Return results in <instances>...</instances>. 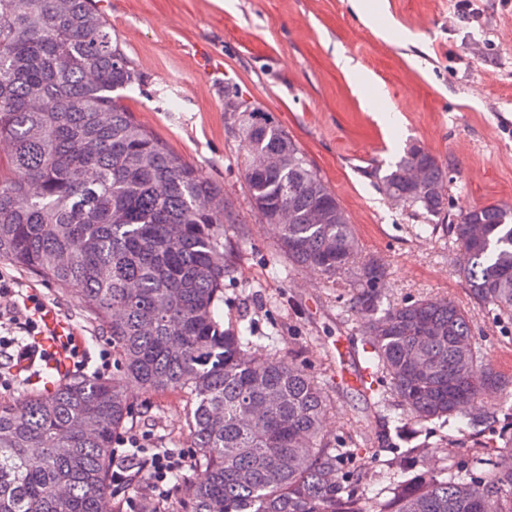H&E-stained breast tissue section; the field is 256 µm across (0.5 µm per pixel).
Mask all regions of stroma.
<instances>
[{"label": "stroma", "mask_w": 512, "mask_h": 512, "mask_svg": "<svg viewBox=\"0 0 512 512\" xmlns=\"http://www.w3.org/2000/svg\"><path fill=\"white\" fill-rule=\"evenodd\" d=\"M364 3L361 14L355 0H95L142 74L130 103L135 117L203 179L223 185L238 215L224 237L234 266L224 320L244 321L254 342L282 356L304 350L306 371L328 394L323 433L331 440L371 414L346 378L364 367L366 337L335 289L292 268L276 249L277 229L251 210L239 127L224 110L228 90L253 100L303 149L347 211L364 254L387 262L385 296H447L469 306L491 364L512 377V321L472 307L445 225L418 236L417 218L392 208L370 175L415 141L451 171L449 215L512 206V0H470L464 8L458 0ZM342 56L352 71L341 68ZM389 109L397 124L381 120ZM0 269L72 327L85 355L72 371L93 374L108 340L80 299L11 265ZM0 374L9 382L0 398L17 400L44 390L47 370L16 369L4 349ZM186 410L183 392L151 396L135 432L149 448L187 447ZM482 445L505 441L465 421L433 429L411 473L464 474L470 450Z\"/></svg>", "instance_id": "35a3bbf8"}]
</instances>
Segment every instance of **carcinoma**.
<instances>
[{
    "label": "carcinoma",
    "instance_id": "cac0c4a2",
    "mask_svg": "<svg viewBox=\"0 0 512 512\" xmlns=\"http://www.w3.org/2000/svg\"><path fill=\"white\" fill-rule=\"evenodd\" d=\"M140 74L112 39L92 0H0V263L78 294L112 344V377H72L18 400L0 399V512H100L119 495L114 448L144 411L127 394H186L185 428L192 467L183 479L182 512H512V448H474L470 480L483 497H467L454 474L412 484L395 477L374 506L364 491L373 473L357 462L368 447L404 459L419 448L411 436L366 426L330 442L321 434L327 398L295 359L252 357L246 326L220 315L233 272L224 225L232 207L207 208L224 187L140 123L124 103ZM251 112L242 120L244 179L252 208L278 225V249L294 266L336 283L346 311L370 337L366 370L377 387L357 392L371 408L400 407L428 429L448 427L468 406L475 427L507 433L512 410H482L493 389L512 385L473 336L469 310L452 298L391 303L381 293L388 267L357 260L359 245L346 210L288 133ZM280 153L279 170L250 166L255 154ZM424 169L416 191L406 171ZM380 193L408 198L426 224L448 210V170L418 143L375 174ZM323 210L329 220L311 221ZM481 224L483 238L469 236ZM459 256L457 274L473 304L512 318V207L460 211L447 224ZM430 331L428 341L419 330ZM272 395L265 417L246 409Z\"/></svg>",
    "mask_w": 512,
    "mask_h": 512
}]
</instances>
